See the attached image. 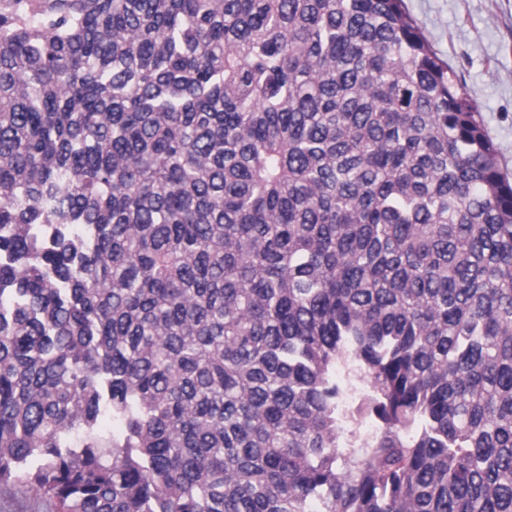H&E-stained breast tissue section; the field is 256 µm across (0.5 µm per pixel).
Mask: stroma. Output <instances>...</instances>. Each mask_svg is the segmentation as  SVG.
<instances>
[{
  "label": "stroma",
  "mask_w": 512,
  "mask_h": 512,
  "mask_svg": "<svg viewBox=\"0 0 512 512\" xmlns=\"http://www.w3.org/2000/svg\"><path fill=\"white\" fill-rule=\"evenodd\" d=\"M477 105L512 177V0H405Z\"/></svg>",
  "instance_id": "1"
}]
</instances>
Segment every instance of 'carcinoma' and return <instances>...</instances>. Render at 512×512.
Returning <instances> with one entry per match:
<instances>
[{
    "instance_id": "obj_1",
    "label": "carcinoma",
    "mask_w": 512,
    "mask_h": 512,
    "mask_svg": "<svg viewBox=\"0 0 512 512\" xmlns=\"http://www.w3.org/2000/svg\"><path fill=\"white\" fill-rule=\"evenodd\" d=\"M8 485L512 512V180L404 0H0Z\"/></svg>"
}]
</instances>
